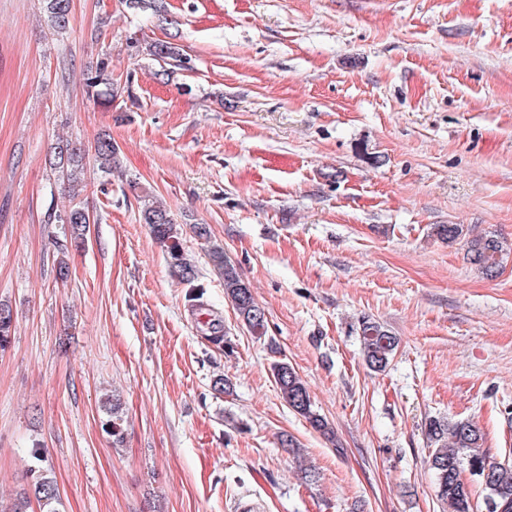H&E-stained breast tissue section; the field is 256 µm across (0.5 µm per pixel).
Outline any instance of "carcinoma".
<instances>
[{"mask_svg":"<svg viewBox=\"0 0 512 512\" xmlns=\"http://www.w3.org/2000/svg\"><path fill=\"white\" fill-rule=\"evenodd\" d=\"M47 15L48 26L57 33L67 31L71 26L72 0H42ZM146 54L156 60H175L179 51L170 42H154L146 46ZM87 97L105 109L112 107L119 89L112 83L110 61L102 58L96 67L84 77ZM86 150L75 142H59L53 148L50 168L57 178L75 187L82 183L86 168ZM93 160L104 174H112L118 163V149L112 137L106 133L99 136L94 145ZM54 221L68 225L70 244L80 248L87 242L90 215L80 206H75L64 214L53 215ZM140 221L149 227L154 240L164 248L172 273L187 285H194L198 274L195 266L187 258L180 242L179 224L163 205H145L140 211ZM434 234L450 244L462 235L458 224H437ZM470 261L487 276L497 274L503 261L512 254V241L494 236H475L467 240ZM214 267L224 278V295L231 303L238 318L247 330L256 336L265 333L267 316L265 309L257 302L250 287L244 282L237 267L224 259V247L214 244L209 249ZM14 324L12 309L0 303V347L9 343ZM360 339L363 356L368 367L383 371L393 358L397 340L379 323L369 319L362 321ZM272 371L282 398L288 406L307 419L311 426L324 433H332L329 423L312 408L308 388L295 369L282 359L272 366ZM120 399H106L104 411L105 430L118 445L124 440L123 419L119 414ZM426 434L434 444L429 453V464L433 470L437 496L446 512H474L471 492L461 478L464 467H469L473 475L481 478L485 491L486 504L493 505L492 512H512V460L499 461L489 455L483 447V435L470 420L448 422L440 418H430L425 423ZM35 480L28 492L16 496L3 506L0 512H29L31 500H36L39 512H60V498L54 479L46 471L33 467Z\"/></svg>","mask_w":512,"mask_h":512,"instance_id":"1","label":"carcinoma"}]
</instances>
